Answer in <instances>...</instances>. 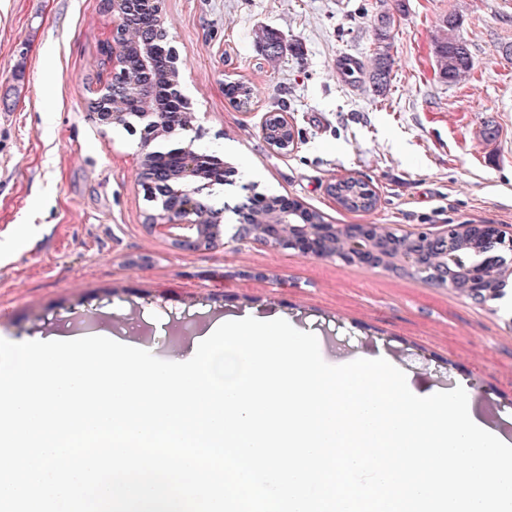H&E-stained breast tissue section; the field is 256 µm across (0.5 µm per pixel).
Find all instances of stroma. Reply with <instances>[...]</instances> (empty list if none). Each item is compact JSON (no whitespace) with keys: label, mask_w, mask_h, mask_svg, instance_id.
Returning <instances> with one entry per match:
<instances>
[{"label":"stroma","mask_w":512,"mask_h":512,"mask_svg":"<svg viewBox=\"0 0 512 512\" xmlns=\"http://www.w3.org/2000/svg\"><path fill=\"white\" fill-rule=\"evenodd\" d=\"M371 10L395 19L382 96L336 71L368 57ZM451 12L474 62L454 85L438 79L431 46ZM162 17L195 145L232 169L204 192L225 224L258 192L332 224L512 231V0H163ZM260 27L288 46L277 68L253 40ZM112 30L101 0H0V338L109 336L169 361L215 323L283 319L313 333L328 364L384 355L416 388L463 387L473 414L512 440V288L478 303L338 259L257 242L179 251L148 232L140 137L87 109L112 78ZM230 81L256 86L249 107L225 97ZM270 111L295 127L288 153L259 134ZM347 177L371 181L373 210L328 194Z\"/></svg>","instance_id":"35a3bbf8"}]
</instances>
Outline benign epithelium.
I'll return each mask as SVG.
<instances>
[{
	"mask_svg": "<svg viewBox=\"0 0 512 512\" xmlns=\"http://www.w3.org/2000/svg\"><path fill=\"white\" fill-rule=\"evenodd\" d=\"M103 7L112 13L110 62L115 70L127 56L120 38L124 26L139 9L162 13V2L103 0ZM148 88L146 61L144 73L127 80L126 99L137 101ZM88 108L106 127L121 124L125 116L112 108L110 85L95 91ZM141 123L145 129L140 131L138 185L162 193L169 200L166 209L147 215L150 231L167 236L177 250H199L223 241V218L199 199L214 179L210 155L197 149L191 140L176 154L160 156L152 149V143L168 134L165 114L145 112ZM230 240H253L312 259L337 257L336 245L341 244L352 263L362 268L385 269L408 277L429 262L442 285L481 302L502 297L512 280V234L502 224H450L441 232L420 228L402 236L384 237L379 224H290L283 217L270 214L254 215L252 223L234 225Z\"/></svg>",
	"mask_w": 512,
	"mask_h": 512,
	"instance_id": "1",
	"label": "benign epithelium"
}]
</instances>
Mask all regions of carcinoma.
<instances>
[{
  "mask_svg": "<svg viewBox=\"0 0 512 512\" xmlns=\"http://www.w3.org/2000/svg\"><path fill=\"white\" fill-rule=\"evenodd\" d=\"M373 43H387L390 40L391 17L380 12L370 19ZM461 18L457 14H450L440 20L439 28L435 31L432 40L433 54L436 63V74L440 81L455 84L466 77L473 69V59L466 41L460 36L459 28ZM163 29V20L160 17L144 15L134 24L121 31V39L128 48L127 67L135 71L140 65V57L147 52H154L157 76L162 85L163 102L156 103V97L151 96L142 100L139 105L130 109L126 121L122 123L124 130L129 131L138 124L139 112H188L190 107L177 87L170 86L166 79L171 67L176 65L175 56L167 47ZM256 42L266 45L263 54L271 65H276L282 54V47L272 30H258L255 32ZM393 65L392 56L381 57L371 53L369 62L345 59L340 63L343 75L351 77L354 81L366 80L375 93L382 95L386 92L390 72ZM256 93V87L244 82H234L226 85L225 94L239 106L251 102ZM268 127L274 131L277 141L283 148L292 145V133L283 129L279 116L274 115L268 119ZM331 194L336 203L347 211H368L375 207L377 198L369 184L361 179L339 180L331 185ZM262 209H274L288 213V218L296 224H323L325 217L322 213L310 209L299 201L284 195H266L255 193L247 198L241 207L243 211L255 213Z\"/></svg>",
  "mask_w": 512,
  "mask_h": 512,
  "instance_id": "carcinoma-1",
  "label": "carcinoma"
}]
</instances>
